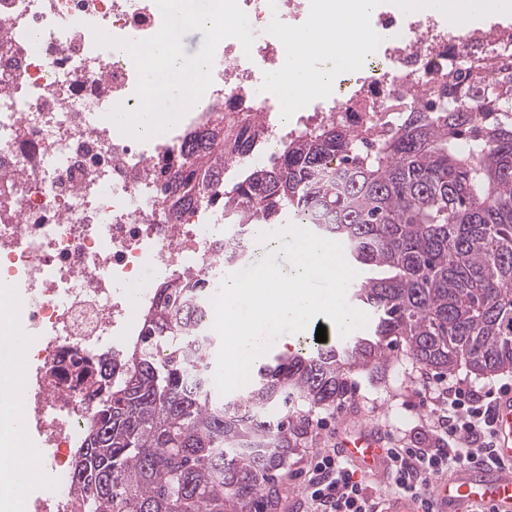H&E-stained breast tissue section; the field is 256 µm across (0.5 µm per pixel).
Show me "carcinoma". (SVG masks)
I'll return each mask as SVG.
<instances>
[{
	"label": "carcinoma",
	"mask_w": 512,
	"mask_h": 512,
	"mask_svg": "<svg viewBox=\"0 0 512 512\" xmlns=\"http://www.w3.org/2000/svg\"><path fill=\"white\" fill-rule=\"evenodd\" d=\"M473 94L482 110L419 108L371 144L328 119L230 186L226 158L243 161L256 139L226 146L222 112L190 136L166 167L174 219L221 207L245 241L260 224L309 225L368 272L349 288L372 326L274 355L224 399L195 350L204 283L163 278L112 373L86 378L94 404L71 461L78 512H277L308 427L290 404L336 406L355 374L386 371L397 345L442 374L512 373V104L491 85L463 92ZM333 160L348 174L341 187Z\"/></svg>",
	"instance_id": "carcinoma-1"
}]
</instances>
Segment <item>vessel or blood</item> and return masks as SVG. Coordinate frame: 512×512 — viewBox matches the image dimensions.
Segmentation results:
<instances>
[{
  "instance_id": "vessel-or-blood-1",
  "label": "vessel or blood",
  "mask_w": 512,
  "mask_h": 512,
  "mask_svg": "<svg viewBox=\"0 0 512 512\" xmlns=\"http://www.w3.org/2000/svg\"><path fill=\"white\" fill-rule=\"evenodd\" d=\"M493 421L497 465L460 466L439 478L430 490L432 512H512V395L498 400ZM332 444L363 477H385L384 442L375 429L343 425Z\"/></svg>"
}]
</instances>
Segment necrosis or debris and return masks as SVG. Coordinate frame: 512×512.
Segmentation results:
<instances>
[{"label": "necrosis or debris", "mask_w": 512, "mask_h": 512, "mask_svg": "<svg viewBox=\"0 0 512 512\" xmlns=\"http://www.w3.org/2000/svg\"><path fill=\"white\" fill-rule=\"evenodd\" d=\"M254 41L243 50L222 40L212 83L183 125L148 142L120 135L105 115L116 104L135 108L137 73L125 53L94 44L90 25L119 38L143 40L161 27L154 0H0V287L13 301L9 325L21 353L12 369L20 385L22 441L37 449L49 477L20 494L22 512H75L70 456L91 407L84 373L138 335L127 287L160 276L224 279V256L237 236L217 210L173 223L164 199L166 158L209 112L225 126L255 128L260 148L249 164L276 156L293 129L333 118L355 132L386 131L436 98L450 72L484 83L512 75V24L449 32L435 15H379L383 60L313 100L295 124L281 118L277 97L261 92L258 70L278 68L282 43L266 31L278 14L304 23L310 0H239Z\"/></svg>", "instance_id": "4bbe7bcc"}]
</instances>
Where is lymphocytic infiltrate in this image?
Returning <instances> with one entry per match:
<instances>
[{
	"mask_svg": "<svg viewBox=\"0 0 512 512\" xmlns=\"http://www.w3.org/2000/svg\"><path fill=\"white\" fill-rule=\"evenodd\" d=\"M512 393V385L475 389L462 378L449 380L438 395L447 407L430 436L406 448L389 451V473L395 493L416 499L422 512H431L428 487L434 476L461 465L492 461L494 403ZM302 502L306 512H370L356 469L335 449L319 451L305 471Z\"/></svg>",
	"mask_w": 512,
	"mask_h": 512,
	"instance_id": "obj_1",
	"label": "lymphocytic infiltrate"
}]
</instances>
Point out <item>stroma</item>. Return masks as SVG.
Returning a JSON list of instances; mask_svg holds the SVG:
<instances>
[{
	"mask_svg": "<svg viewBox=\"0 0 512 512\" xmlns=\"http://www.w3.org/2000/svg\"><path fill=\"white\" fill-rule=\"evenodd\" d=\"M423 371V366L400 353L385 373L355 375L350 395L334 409L311 411L296 406L295 414L306 416L309 427L305 443L293 453L283 475L282 504L289 505L300 498L302 469L314 454L329 447L343 418L384 431L398 444L410 442L419 431L433 429L441 405L423 394Z\"/></svg>",
	"mask_w": 512,
	"mask_h": 512,
	"instance_id": "35a3bbf8",
	"label": "stroma"
}]
</instances>
